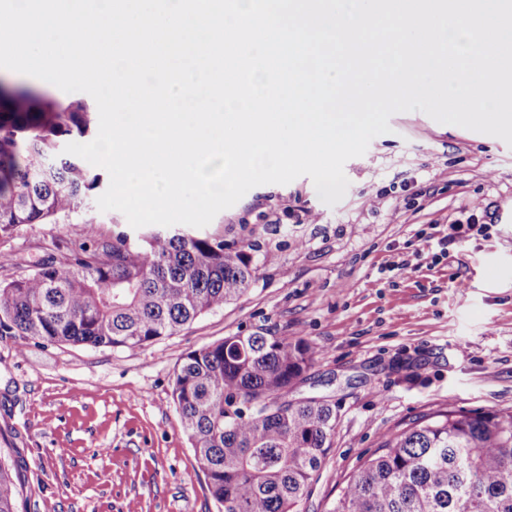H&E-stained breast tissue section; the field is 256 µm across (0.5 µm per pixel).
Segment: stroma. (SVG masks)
<instances>
[{
  "mask_svg": "<svg viewBox=\"0 0 512 512\" xmlns=\"http://www.w3.org/2000/svg\"><path fill=\"white\" fill-rule=\"evenodd\" d=\"M390 133L344 166L336 205L309 177L261 185L203 227L245 247L249 290L171 336L135 348L0 336V456L16 512H217L171 398L183 355L258 327L318 351L295 397L336 406L333 445L304 512H328L381 436L447 406L512 408V147L399 112ZM489 237L450 245L440 264L393 261L439 241L453 221ZM86 233L26 224L0 252L31 268Z\"/></svg>",
  "mask_w": 512,
  "mask_h": 512,
  "instance_id": "stroma-1",
  "label": "stroma"
}]
</instances>
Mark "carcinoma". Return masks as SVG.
Listing matches in <instances>:
<instances>
[{
  "label": "carcinoma",
  "mask_w": 512,
  "mask_h": 512,
  "mask_svg": "<svg viewBox=\"0 0 512 512\" xmlns=\"http://www.w3.org/2000/svg\"><path fill=\"white\" fill-rule=\"evenodd\" d=\"M93 112L81 99L0 94V237L87 215L101 177L58 148L93 130ZM255 274L248 251L218 237L91 234L63 262L0 278V336L142 346L239 298ZM315 358L304 339L266 328L182 357L172 401L219 512H302L336 429L328 400L288 399ZM14 495L0 461V512H14ZM330 512H512V409L439 410L383 435Z\"/></svg>",
  "instance_id": "1"
}]
</instances>
